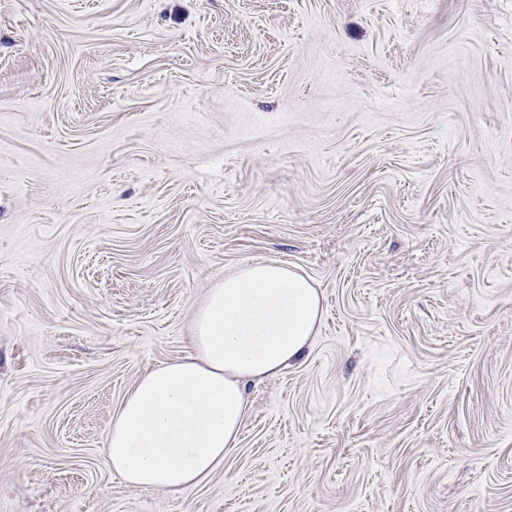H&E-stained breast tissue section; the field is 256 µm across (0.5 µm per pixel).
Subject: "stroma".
Wrapping results in <instances>:
<instances>
[{
  "label": "stroma",
  "instance_id": "1",
  "mask_svg": "<svg viewBox=\"0 0 512 512\" xmlns=\"http://www.w3.org/2000/svg\"><path fill=\"white\" fill-rule=\"evenodd\" d=\"M247 260L310 347L129 487L115 415ZM0 512H512V0H0Z\"/></svg>",
  "mask_w": 512,
  "mask_h": 512
}]
</instances>
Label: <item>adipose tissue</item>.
<instances>
[{"mask_svg":"<svg viewBox=\"0 0 512 512\" xmlns=\"http://www.w3.org/2000/svg\"><path fill=\"white\" fill-rule=\"evenodd\" d=\"M319 292L287 265L248 261L195 313L191 355L147 372L112 422L106 463L127 484L177 494L208 481L237 444L248 381L298 360Z\"/></svg>","mask_w":512,"mask_h":512,"instance_id":"obj_1","label":"adipose tissue"}]
</instances>
